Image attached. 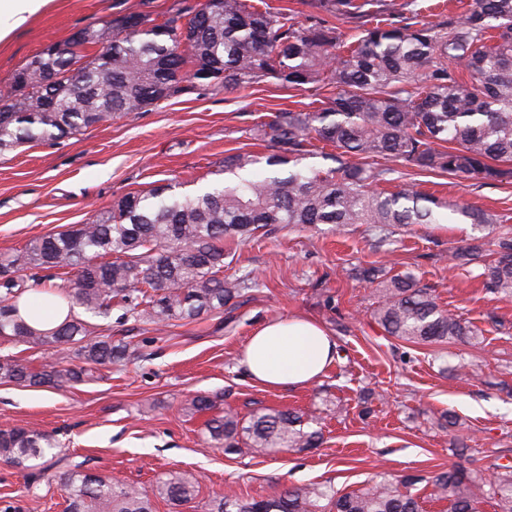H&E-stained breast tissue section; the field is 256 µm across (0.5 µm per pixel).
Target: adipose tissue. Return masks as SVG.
<instances>
[{"label": "adipose tissue", "instance_id": "obj_1", "mask_svg": "<svg viewBox=\"0 0 512 512\" xmlns=\"http://www.w3.org/2000/svg\"><path fill=\"white\" fill-rule=\"evenodd\" d=\"M336 359V340L318 322L284 317L259 325L249 337L240 366L254 381L272 388L306 385Z\"/></svg>", "mask_w": 512, "mask_h": 512}]
</instances>
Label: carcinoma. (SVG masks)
<instances>
[{
	"label": "carcinoma",
	"instance_id": "cac0c4a2",
	"mask_svg": "<svg viewBox=\"0 0 512 512\" xmlns=\"http://www.w3.org/2000/svg\"><path fill=\"white\" fill-rule=\"evenodd\" d=\"M338 18L361 12L358 0H321ZM129 17L86 29L85 45L67 56L45 51L33 63L61 82H73L61 112H48V88L36 84L19 98L15 87L0 96V150L73 136L140 112L183 90L182 83L218 81L226 90L245 88L262 77L300 88L326 84L336 97L317 110L282 111L256 129L273 153L238 152L224 157V183L194 195L168 183L116 201L84 224L35 239L0 255V337L17 344L76 347L89 368L63 362L32 371L18 360L0 359V379L23 386H65L94 367L120 363L128 346L99 325L74 313L78 307L107 318L119 306L156 331L174 321L221 313L256 286L251 274L224 278V244L261 237L276 224L315 227L367 224L381 244L398 227L439 224L443 203L408 183L392 193L393 165L434 171L460 180L502 181L512 177V0H473L462 21L437 24L377 22L345 44L337 28L317 20L305 27L280 12L248 0H219L187 21L161 24ZM110 33L109 56L88 55L97 38ZM340 153L337 166L319 171L304 163L313 141ZM353 155L359 163H351ZM285 167L264 178L249 170ZM453 212L467 224L498 219L461 204ZM497 257L484 266L490 291L512 295V237L497 241ZM71 270L60 295L69 314L56 328L36 333L19 314L23 291L17 274L28 269ZM378 283L374 321L388 335L413 344L475 340L477 330L446 311L411 274L387 278L375 267L361 272ZM303 415L259 408L243 418L226 409L204 422L205 440L226 454L247 450L272 455L290 448H316L321 432L304 428ZM54 447L42 431L0 429V459L23 466ZM67 512H154L153 500L173 506L194 500L197 479L169 471L151 489L114 484L77 466L59 477ZM401 484L376 479L360 490L340 493L320 483L287 488L267 498L216 495L209 512H423L420 496ZM433 496L447 512H512V469L489 480L477 469L453 466L432 478Z\"/></svg>",
	"mask_w": 512,
	"mask_h": 512
}]
</instances>
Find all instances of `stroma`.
<instances>
[{"label":"stroma","instance_id":"35a3bbf8","mask_svg":"<svg viewBox=\"0 0 512 512\" xmlns=\"http://www.w3.org/2000/svg\"><path fill=\"white\" fill-rule=\"evenodd\" d=\"M202 2L50 0L25 28L0 41V91L32 56L77 30L131 14L159 23L188 16ZM266 2L298 26L325 17L349 40L363 26L362 19L325 12L319 0ZM469 2L371 0L369 11L388 22L405 15L445 27L464 16ZM335 94L332 87L294 89L273 78L236 90L190 83L145 111L0 153V254L85 223L114 201L156 185L173 180L192 191L223 182L225 156L265 152L254 138L257 124L282 109L314 110ZM411 181L441 202L496 215L495 233L453 219L400 229L383 247L364 224L339 231L288 226L235 246L225 277L246 270L256 285L234 306L161 332L113 308L112 334L129 343L131 356L65 387L0 381V429L52 435L56 446L44 462L55 474L78 465L142 488L171 470L193 474L199 493L180 512H208L218 493L260 499L311 482L359 490L381 472L392 479L420 476L426 512H444L445 502L431 496L430 477L453 465L478 466L489 475L512 465V297L484 288L481 260L462 266L454 258L474 238L491 246L499 233L512 231V180L463 181L403 168L387 188ZM371 266L413 272L442 308L478 329L477 342L422 345L386 335L372 317L375 286L358 278ZM290 315L323 324L336 339V360L310 384L271 389L243 373L240 355L259 324ZM7 356L34 371L60 359L83 364L73 348L17 346L0 338V357ZM198 395L243 416L262 407L304 413L323 442L270 456L224 454L202 438L205 414L185 410ZM450 412L459 418L453 428L446 421ZM39 473V467L0 460V510L65 512V491Z\"/></svg>","mask_w":512,"mask_h":512}]
</instances>
